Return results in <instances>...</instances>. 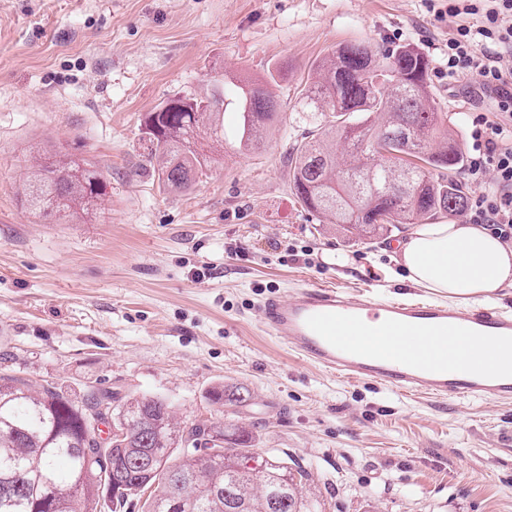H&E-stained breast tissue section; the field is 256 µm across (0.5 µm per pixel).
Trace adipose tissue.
<instances>
[{"mask_svg": "<svg viewBox=\"0 0 512 512\" xmlns=\"http://www.w3.org/2000/svg\"><path fill=\"white\" fill-rule=\"evenodd\" d=\"M407 280L455 304L512 287V248L480 224H417L398 251Z\"/></svg>", "mask_w": 512, "mask_h": 512, "instance_id": "adipose-tissue-1", "label": "adipose tissue"}]
</instances>
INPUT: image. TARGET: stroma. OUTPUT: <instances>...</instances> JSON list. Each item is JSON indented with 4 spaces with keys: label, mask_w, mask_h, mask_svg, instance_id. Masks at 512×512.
I'll list each match as a JSON object with an SVG mask.
<instances>
[{
    "label": "stroma",
    "mask_w": 512,
    "mask_h": 512,
    "mask_svg": "<svg viewBox=\"0 0 512 512\" xmlns=\"http://www.w3.org/2000/svg\"><path fill=\"white\" fill-rule=\"evenodd\" d=\"M448 0H0V369L75 395L160 397L176 418L254 428L305 466L324 512H512V402L436 398L331 373L260 322L266 297L334 286L425 298L391 254L401 226L346 236L304 211L284 153L310 110L302 89L341 43L409 46L430 62L450 131L487 113L448 77V36L474 16ZM280 70L284 114L256 152H224L190 191L160 188L141 121L220 78ZM34 143L92 161L105 201L84 224L43 218L18 189ZM243 254H236V247ZM309 256H301V249ZM344 265H337V257ZM246 388L218 409L217 384Z\"/></svg>",
    "instance_id": "stroma-1"
}]
</instances>
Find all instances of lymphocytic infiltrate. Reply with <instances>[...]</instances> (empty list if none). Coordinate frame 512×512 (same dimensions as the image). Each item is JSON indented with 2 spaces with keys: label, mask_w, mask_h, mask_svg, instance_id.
I'll use <instances>...</instances> for the list:
<instances>
[{
  "label": "lymphocytic infiltrate",
  "mask_w": 512,
  "mask_h": 512,
  "mask_svg": "<svg viewBox=\"0 0 512 512\" xmlns=\"http://www.w3.org/2000/svg\"><path fill=\"white\" fill-rule=\"evenodd\" d=\"M449 16H475L448 40V74L489 98L495 119L477 117L469 132L465 176L478 188L467 223L512 241V0H451Z\"/></svg>",
  "instance_id": "lymphocytic-infiltrate-1"
}]
</instances>
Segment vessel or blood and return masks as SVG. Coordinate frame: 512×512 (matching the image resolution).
I'll return each instance as SVG.
<instances>
[{
	"mask_svg": "<svg viewBox=\"0 0 512 512\" xmlns=\"http://www.w3.org/2000/svg\"><path fill=\"white\" fill-rule=\"evenodd\" d=\"M261 323L297 354L347 378L439 398L512 401V375L478 373L457 357L433 361L417 343L421 336L440 342L451 336L512 342V316L493 308L465 312L412 298L354 300L336 287L305 286L265 299ZM361 335L385 337L388 352L358 343Z\"/></svg>",
	"mask_w": 512,
	"mask_h": 512,
	"instance_id": "b4317fda",
	"label": "vessel or blood"
}]
</instances>
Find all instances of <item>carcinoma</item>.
<instances>
[{
    "label": "carcinoma",
    "mask_w": 512,
    "mask_h": 512,
    "mask_svg": "<svg viewBox=\"0 0 512 512\" xmlns=\"http://www.w3.org/2000/svg\"><path fill=\"white\" fill-rule=\"evenodd\" d=\"M430 64L401 46L383 51L344 43L315 67L305 91L314 125L284 154L291 189L304 210L331 217L346 235L371 237L402 224L438 216L453 219L465 204L462 152L448 138V113L434 106ZM277 74L228 89L237 100L238 144L258 149L268 129L282 120L273 92ZM143 133L162 186L191 190L204 175L210 151L224 148V92L176 95L146 115ZM77 158L40 144L30 146L21 201L45 216L83 223L106 196V177L92 162L76 178ZM241 387L219 384L213 405L241 404ZM107 400L124 428L120 444L102 450L88 422ZM211 427L224 453L200 451ZM149 451L161 458L148 482L135 459ZM112 472L147 495L143 512H323L309 471L288 456L251 447L250 430L201 419L175 421L173 406L159 397L115 404L108 391L75 400L53 383L38 387L0 375V512H34L43 495L50 512H88L99 499L107 455ZM179 499L184 510H169Z\"/></svg>",
    "instance_id": "cac0c4a2"
}]
</instances>
